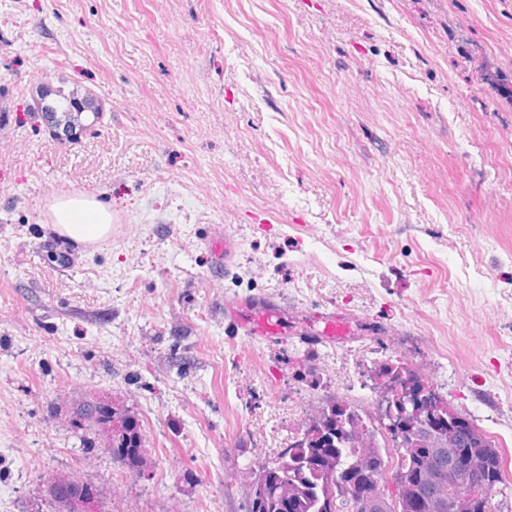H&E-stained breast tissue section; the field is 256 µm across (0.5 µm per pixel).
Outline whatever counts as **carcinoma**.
<instances>
[{
    "instance_id": "obj_1",
    "label": "carcinoma",
    "mask_w": 512,
    "mask_h": 512,
    "mask_svg": "<svg viewBox=\"0 0 512 512\" xmlns=\"http://www.w3.org/2000/svg\"><path fill=\"white\" fill-rule=\"evenodd\" d=\"M56 111L79 121L85 97L58 90ZM386 396H411L417 415L406 416L403 436L384 432L377 415L329 399L301 432L280 449L265 471L251 470L247 512H453L448 494V457L429 448H459L470 460L475 480L502 483L496 446L472 422L455 412L417 372L391 358L380 369ZM73 427L85 443L98 431L109 433L112 459L133 475L145 472V448L139 423L92 395L74 411ZM396 484L397 493L388 487ZM71 478L50 480L54 512H108L98 493Z\"/></svg>"
}]
</instances>
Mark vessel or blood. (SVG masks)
<instances>
[{
	"label": "vessel or blood",
	"mask_w": 512,
	"mask_h": 512,
	"mask_svg": "<svg viewBox=\"0 0 512 512\" xmlns=\"http://www.w3.org/2000/svg\"><path fill=\"white\" fill-rule=\"evenodd\" d=\"M224 314L244 335L274 342L281 335L285 311L265 297H234L225 300Z\"/></svg>",
	"instance_id": "b4317fda"
}]
</instances>
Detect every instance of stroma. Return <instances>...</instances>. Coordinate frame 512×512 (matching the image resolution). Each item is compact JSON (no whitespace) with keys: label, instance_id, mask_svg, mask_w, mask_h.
Masks as SVG:
<instances>
[{"label":"stroma","instance_id":"1","mask_svg":"<svg viewBox=\"0 0 512 512\" xmlns=\"http://www.w3.org/2000/svg\"><path fill=\"white\" fill-rule=\"evenodd\" d=\"M47 75L100 122L53 136ZM510 87L512 0H0V512L68 475L112 512H244L326 399L377 412L389 357L495 442L512 512ZM83 191L96 244L50 222ZM246 296L279 341L226 320ZM89 394L144 475L80 444ZM50 213L55 230L76 241L97 243L112 231V209L95 199L59 198ZM284 314L283 308L265 297H234L224 302V315L244 335L269 343L280 337ZM73 413L72 425L83 432L86 445L92 447L91 435L107 431L112 459L132 475L144 474V440L140 425L134 418L117 413L113 406L99 400L97 395L86 398Z\"/></svg>","mask_w":512,"mask_h":512}]
</instances>
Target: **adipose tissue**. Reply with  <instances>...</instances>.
<instances>
[{
	"instance_id": "adipose-tissue-1",
	"label": "adipose tissue",
	"mask_w": 512,
	"mask_h": 512,
	"mask_svg": "<svg viewBox=\"0 0 512 512\" xmlns=\"http://www.w3.org/2000/svg\"><path fill=\"white\" fill-rule=\"evenodd\" d=\"M50 213L55 230L80 242L102 241L112 231L111 208L95 199L59 198Z\"/></svg>"
}]
</instances>
